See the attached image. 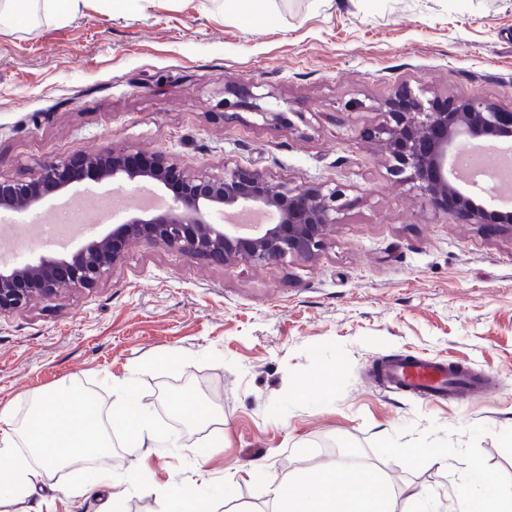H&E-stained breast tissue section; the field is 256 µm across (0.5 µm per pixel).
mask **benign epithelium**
I'll list each match as a JSON object with an SVG mask.
<instances>
[{
  "mask_svg": "<svg viewBox=\"0 0 512 512\" xmlns=\"http://www.w3.org/2000/svg\"><path fill=\"white\" fill-rule=\"evenodd\" d=\"M224 100V121L233 110L250 106L264 120L290 123L286 113L264 107L248 91ZM464 136L494 146L512 140V112L479 97L422 99L407 89L387 101L385 119L362 133L377 143L389 161V172L400 183L420 192L433 210L453 215L461 224L490 225L512 235V210H498L473 196L451 178L448 160ZM90 179L112 181L116 188L148 181L170 192L163 210L139 208L112 232L84 244L71 259L42 258L35 264L0 269V314L26 307L31 301L56 297L66 286L91 288L120 260L126 244L136 239L158 243L189 258L217 264L273 266L287 259L311 261L319 255L338 215L345 207L342 190L326 187L272 185L258 171L236 165L221 175L186 173L167 152L111 149L96 155L76 153L47 158L26 180L0 176V208L11 210L21 201L30 211L44 200ZM274 212L279 220L255 234L240 232L239 224H219L217 213Z\"/></svg>",
  "mask_w": 512,
  "mask_h": 512,
  "instance_id": "obj_1",
  "label": "benign epithelium"
}]
</instances>
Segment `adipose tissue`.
Returning <instances> with one entry per match:
<instances>
[{
  "label": "adipose tissue",
  "instance_id": "obj_1",
  "mask_svg": "<svg viewBox=\"0 0 512 512\" xmlns=\"http://www.w3.org/2000/svg\"><path fill=\"white\" fill-rule=\"evenodd\" d=\"M84 400L71 392L67 400L40 398L18 431L29 454L17 453L13 436L0 433V458L9 464L0 470V502L33 493L40 471L60 467L73 458H95L106 454L115 436L136 444L154 439L156 425L150 413L118 398L108 413L107 424L84 420ZM353 482L344 496H337L336 483L344 473ZM276 498L282 512H395L386 483L377 475L346 464L331 466L313 478H298L291 486H279Z\"/></svg>",
  "mask_w": 512,
  "mask_h": 512
}]
</instances>
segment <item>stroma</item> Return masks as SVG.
<instances>
[{
  "mask_svg": "<svg viewBox=\"0 0 512 512\" xmlns=\"http://www.w3.org/2000/svg\"><path fill=\"white\" fill-rule=\"evenodd\" d=\"M421 98L475 95L512 110V0H263L250 23L222 0H96L65 22L0 25V174L113 148L164 149L183 169H256L273 182L325 185L347 205L312 261L251 269L130 243L91 288L0 315V410L23 419L72 387L111 408L131 383L178 446L115 441L107 470L136 472L126 512H171L177 494L210 512H274L272 491L355 449L392 483L398 512H454L481 475L512 486V236L461 224L395 182L362 130L400 88ZM248 89L290 126L241 108ZM113 185L64 196L94 221ZM443 357L491 376L484 399L431 403L379 385L392 356ZM220 423L182 426L196 401ZM74 461L6 503L29 512H102L113 493L70 487ZM229 482L221 500L211 484ZM423 491L407 501V489ZM236 97V101H230L225 98L224 100V120L225 122H228L232 120L235 117V112L230 113V110H234L236 108H239L244 105H248L258 114L260 115L265 121H271L275 122L280 125H290V120L286 116V112L279 111L273 106H267L263 107L262 105L258 104L256 100H260L264 97H257V95H254L253 93H250L249 91H239L233 94ZM253 100V101H249Z\"/></svg>",
  "mask_w": 512,
  "mask_h": 512,
  "instance_id": "obj_1",
  "label": "stroma"
}]
</instances>
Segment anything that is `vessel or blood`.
I'll return each instance as SVG.
<instances>
[{"label": "vessel or blood", "mask_w": 512, "mask_h": 512, "mask_svg": "<svg viewBox=\"0 0 512 512\" xmlns=\"http://www.w3.org/2000/svg\"><path fill=\"white\" fill-rule=\"evenodd\" d=\"M374 375L389 388L427 401L483 397L493 383L479 373H457L442 359L399 355L378 365Z\"/></svg>", "instance_id": "b4317fda"}]
</instances>
